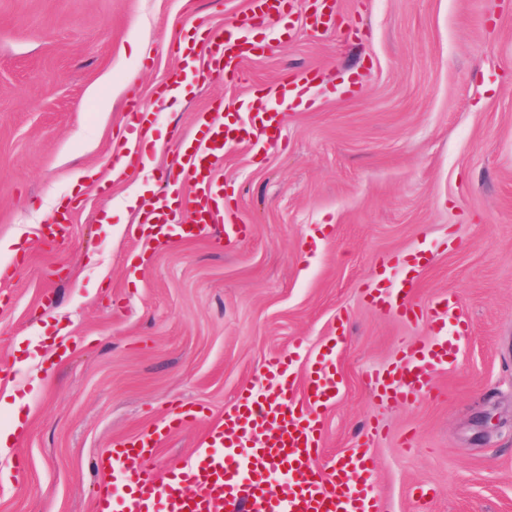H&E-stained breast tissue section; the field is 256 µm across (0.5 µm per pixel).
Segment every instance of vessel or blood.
<instances>
[{
  "label": "vessel or blood",
  "instance_id": "vessel-or-blood-1",
  "mask_svg": "<svg viewBox=\"0 0 512 512\" xmlns=\"http://www.w3.org/2000/svg\"><path fill=\"white\" fill-rule=\"evenodd\" d=\"M205 40L206 67L211 73L240 65L251 53V43L244 36L231 38L219 30L206 34ZM238 119L242 129L253 130L252 147L276 145L277 110L263 105L239 114ZM195 124L202 139L193 152L181 155L175 175L182 217L174 219L161 206L148 217L144 229L156 238L184 240L212 234L228 243L244 240L248 226H218L211 203L214 160L231 149L237 138L227 126L216 124L210 113H196ZM427 260L423 251L401 260L404 285L397 289L391 288L387 274H379L370 293L371 305L385 313L410 317L413 308L407 302V287ZM455 309L452 297L442 307L431 308L436 340L427 346L408 341L401 346L394 366L382 373H367L369 386L403 402L430 392L436 373L456 362V347L447 339V331H454L455 336L467 331L461 320L447 326L446 319L453 317ZM267 370L271 388L260 396L249 390L240 393L223 420L212 428L206 447L189 463L163 474L150 463L163 436L194 420V411L188 409H173L163 425L112 443L97 460L106 480L98 487L93 512H224L235 506L244 507L245 512H378L376 468L368 449L351 450L328 474L316 464L323 440L317 412L334 402L338 392L331 352L320 353L301 378L286 354L272 356ZM281 469L290 476L288 494L283 498L270 486L272 473ZM114 474L124 488L117 506L112 503V485L107 481Z\"/></svg>",
  "mask_w": 512,
  "mask_h": 512
}]
</instances>
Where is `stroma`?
<instances>
[{"label":"stroma","mask_w":512,"mask_h":512,"mask_svg":"<svg viewBox=\"0 0 512 512\" xmlns=\"http://www.w3.org/2000/svg\"><path fill=\"white\" fill-rule=\"evenodd\" d=\"M309 6L247 29L261 51L244 79L182 72L168 100L178 42L202 20L233 28L251 0H0V430L23 426L0 449V512H92L112 442L199 408L157 448L168 470L241 390H267L270 356L301 374L331 345L320 469L376 423L382 512H512V0H338L315 30ZM309 67L304 102L270 96ZM137 95L155 102L147 135ZM261 103L281 110L278 146L240 143L213 169L250 235L230 251L142 236L140 210L198 144L195 113ZM130 140L152 168L109 179ZM62 207L69 237L41 240ZM421 249L410 299L454 295L468 328L458 366L401 403L365 374L435 331L367 295Z\"/></svg>","instance_id":"stroma-1"}]
</instances>
